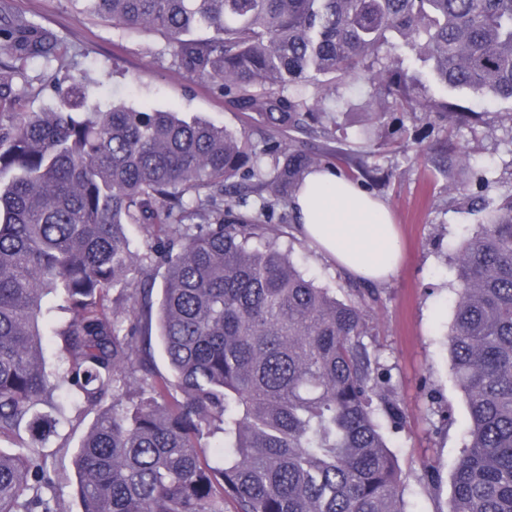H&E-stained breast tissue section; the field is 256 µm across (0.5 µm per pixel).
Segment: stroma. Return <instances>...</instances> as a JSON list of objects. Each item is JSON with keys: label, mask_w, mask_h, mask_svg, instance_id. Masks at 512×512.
Segmentation results:
<instances>
[{"label": "stroma", "mask_w": 512, "mask_h": 512, "mask_svg": "<svg viewBox=\"0 0 512 512\" xmlns=\"http://www.w3.org/2000/svg\"><path fill=\"white\" fill-rule=\"evenodd\" d=\"M14 15L35 22L56 38V57L28 62L14 78L10 100L0 103V120L16 112H39L56 106L57 85L81 83L89 106L124 103L133 108L174 111L201 117L228 131L243 132L254 149L279 139L256 112L238 111L211 83L175 68L167 39L157 31H121L111 22L89 15L79 0H10ZM368 74L348 80L339 99H327L323 126L348 148L359 150L368 112L379 113L373 140L381 144L371 162L384 179L371 195L390 208L397 227L400 264L387 281L364 284L318 252L296 232L289 204H280L274 221L282 225L280 246L290 252L300 271L335 293L352 298L356 289L374 292L367 308L364 342L370 356L390 377L392 396L403 423L387 431L404 486L406 512H448L454 466L468 443L467 407L450 372L448 328L456 304V247L474 233L480 213L468 206L457 187L456 167L433 170L431 149L444 121L421 111H396L390 99L371 100ZM429 92L483 112V123L454 131L452 139L472 165L490 180L488 198L512 193V102H481L465 89ZM68 418L57 424L43 452L65 512H79L74 457L93 424L96 411L78 412L76 400L58 396Z\"/></svg>", "instance_id": "obj_1"}]
</instances>
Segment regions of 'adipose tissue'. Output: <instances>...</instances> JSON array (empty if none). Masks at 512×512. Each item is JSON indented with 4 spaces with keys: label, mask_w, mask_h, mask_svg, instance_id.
<instances>
[{
    "label": "adipose tissue",
    "mask_w": 512,
    "mask_h": 512,
    "mask_svg": "<svg viewBox=\"0 0 512 512\" xmlns=\"http://www.w3.org/2000/svg\"><path fill=\"white\" fill-rule=\"evenodd\" d=\"M291 207L299 234L352 275L382 281L394 273L398 246L390 211L336 169L307 175Z\"/></svg>",
    "instance_id": "1"
}]
</instances>
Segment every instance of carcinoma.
I'll use <instances>...</instances> for the list:
<instances>
[{
	"mask_svg": "<svg viewBox=\"0 0 512 512\" xmlns=\"http://www.w3.org/2000/svg\"><path fill=\"white\" fill-rule=\"evenodd\" d=\"M81 2L117 29L163 32L174 66L283 134L319 121L336 94L326 74L366 72L395 107L456 127L480 120L428 96L401 59L382 62L389 32L443 85L512 101V0ZM198 26L211 36L189 37ZM56 51L0 0V55L18 62L0 71V93ZM58 95L0 123V435L34 434L0 451V512H64L43 495L53 480L35 437L63 415L61 389L98 409L74 460L80 512H404L377 420L395 429L400 411L363 342L365 295L344 302L306 279L270 223L311 168L334 159L369 185L377 168L291 139L257 152L176 112H90L76 84ZM454 165L485 217L455 256L450 371L471 427L448 512H512V194L486 200L490 181L461 149ZM237 177L250 190L226 203L217 192ZM132 226L150 235L142 254ZM154 262L166 268L157 297ZM54 311L68 318L65 367L51 376ZM155 327L171 380L154 370Z\"/></svg>",
	"mask_w": 512,
	"mask_h": 512,
	"instance_id": "carcinoma-1",
	"label": "carcinoma"
}]
</instances>
